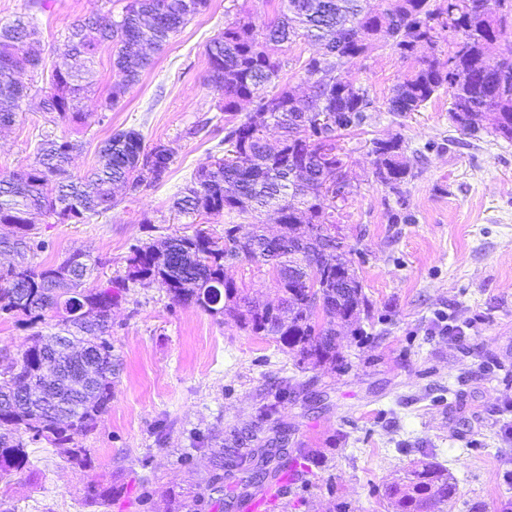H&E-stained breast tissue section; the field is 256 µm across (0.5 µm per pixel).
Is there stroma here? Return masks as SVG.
Segmentation results:
<instances>
[{"mask_svg": "<svg viewBox=\"0 0 512 512\" xmlns=\"http://www.w3.org/2000/svg\"><path fill=\"white\" fill-rule=\"evenodd\" d=\"M127 2L48 0L39 9L0 0V26L33 15L49 67L73 23L98 11L120 16ZM279 6L209 0L109 112L102 104L117 73L110 48L101 47L81 122L41 112L48 79L25 74L32 92L15 124L0 129V175L32 163L47 139L82 142L70 172L83 175L104 141L130 127L146 145L173 153L162 183L118 197L106 212L63 224L35 215L44 246L32 263L58 264L80 251L100 260L103 282L126 276L134 246L194 233L172 202L198 167L224 153L222 100L207 81L206 46L241 18L264 30ZM274 50L284 62L281 83L308 91L302 63L319 44L297 40ZM416 65L378 41L344 67L376 107L340 139L350 189L336 223L370 303L361 334L340 340L347 368L300 369L272 339L133 284L112 309V403L78 440L90 464L75 467L60 449L29 444V468L0 485V512H99L87 493L107 483L121 490L111 512H167V490L197 492L212 448L231 430L250 428L271 402L272 423L287 424L291 442L310 450L272 512H393L384 487L419 460L455 482L445 512H512V143L461 134L445 92L421 111H388L392 88ZM397 134L414 173L399 196L376 181L371 154L373 140ZM224 274L250 297L277 302L267 267L243 261ZM447 321L467 326L465 341L443 333ZM54 323L0 312V355L25 350Z\"/></svg>", "mask_w": 512, "mask_h": 512, "instance_id": "1", "label": "stroma"}]
</instances>
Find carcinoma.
<instances>
[{
  "label": "carcinoma",
  "mask_w": 512,
  "mask_h": 512,
  "mask_svg": "<svg viewBox=\"0 0 512 512\" xmlns=\"http://www.w3.org/2000/svg\"><path fill=\"white\" fill-rule=\"evenodd\" d=\"M502 0H392L381 9L372 0H283L278 20L265 27L259 41L252 22L239 20L207 46L208 83L223 96L224 156L200 166L174 202L179 212L214 216L235 212L253 218L275 206L281 214L279 236L267 241L259 223L229 224L215 237L203 230L135 246L128 274L120 281L90 285L95 264L77 268L74 253L58 265L28 259L36 227L30 215L44 211L59 220L81 221L114 206L113 190L128 187L134 196L167 177L172 154L144 144L140 132L118 130L100 149L99 164L85 178L68 173L78 141H46L35 161L0 176V224L11 227L4 244L19 246L14 268H0V312L22 315L35 324L48 312L57 317L55 332L36 336L34 344L0 368V483L8 485L28 465L21 433L64 450L68 460L86 465L89 449L76 438L94 430L112 401V306L128 282L155 285L177 304L193 305L213 316L233 319L257 336H270L284 350L312 367L343 361L337 337L357 324L369 308L354 268L352 249L336 244V201L329 189L336 169L344 166L339 136L361 126L375 111L367 89L344 77V66L364 54L379 38L404 57L424 45L436 47L448 34V60H424L397 83L388 111H420L441 90L451 107L466 111V135L480 131L482 117L512 142V59L492 66L488 56L512 29V13H498ZM208 0H130L120 19L98 14L73 26L49 76L43 111L58 120L82 119V94L91 91L92 61L99 46L112 44V67L119 80L105 99L110 111L140 79L170 36L205 10ZM317 42L322 53L308 57L303 70L312 82V102H301L295 89L276 83L283 63L269 43L296 39ZM37 26L20 16L0 28V127L15 123L26 88L17 73L40 65ZM249 117L237 122L242 103ZM319 111L336 112L341 122L327 129L317 124ZM279 133L281 149L271 152L266 134ZM405 146L395 135L372 142L374 176L400 196L411 170ZM276 259L273 271L280 292L277 308L257 305L224 277L228 261L262 263L264 252ZM314 267L312 275L306 268ZM292 458L275 448L260 425L242 440L233 431L212 449V471L203 492L169 493V512H205L224 505L240 510L278 476ZM118 490L97 485L88 492L92 505L107 509ZM456 495V484L438 465L418 461L386 484L384 496L395 512H443Z\"/></svg>",
  "instance_id": "1"
}]
</instances>
